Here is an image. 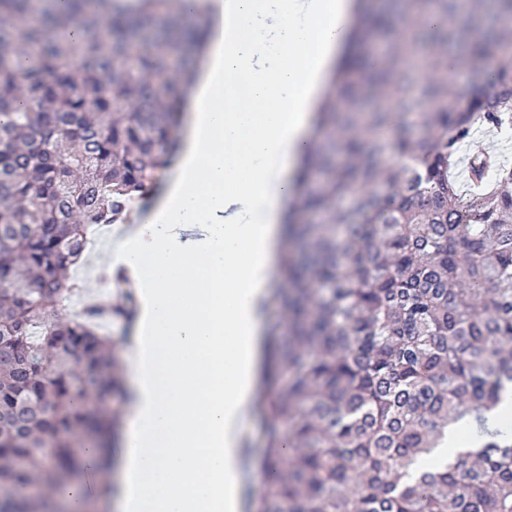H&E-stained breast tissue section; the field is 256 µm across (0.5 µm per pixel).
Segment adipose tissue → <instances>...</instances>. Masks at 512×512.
<instances>
[{
    "instance_id": "ef3b65f1",
    "label": "adipose tissue",
    "mask_w": 512,
    "mask_h": 512,
    "mask_svg": "<svg viewBox=\"0 0 512 512\" xmlns=\"http://www.w3.org/2000/svg\"><path fill=\"white\" fill-rule=\"evenodd\" d=\"M204 16L179 159L162 197L113 244L110 271L139 296L120 345L130 402L115 465L80 450L60 489L85 512L101 479L113 512H241L263 484L240 429L259 397L264 304L278 281L286 204L359 21L357 0H177Z\"/></svg>"
}]
</instances>
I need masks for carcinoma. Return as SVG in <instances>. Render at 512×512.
Segmentation results:
<instances>
[{"mask_svg": "<svg viewBox=\"0 0 512 512\" xmlns=\"http://www.w3.org/2000/svg\"><path fill=\"white\" fill-rule=\"evenodd\" d=\"M62 2L29 21L31 0H0V512H65L51 502L81 465L74 440H102L81 398L125 393L100 324L136 298L68 313L71 271L87 263L89 229L126 223L177 157L176 45L147 33L179 26L173 0H143L135 24L109 0ZM459 10L398 0L366 16L386 65L353 58L333 83L325 141L304 161L324 183L300 178L288 212L325 224L286 225L309 253L282 260L289 334L278 321L266 340L264 382L287 379L262 413L287 434L267 439L260 512H512L511 439L411 471L512 388V165L469 156L480 190L465 194L452 175L475 122L512 139V0ZM457 51L477 82L467 94L448 89ZM386 153L410 163L384 167Z\"/></svg>", "mask_w": 512, "mask_h": 512, "instance_id": "obj_1", "label": "carcinoma"}]
</instances>
